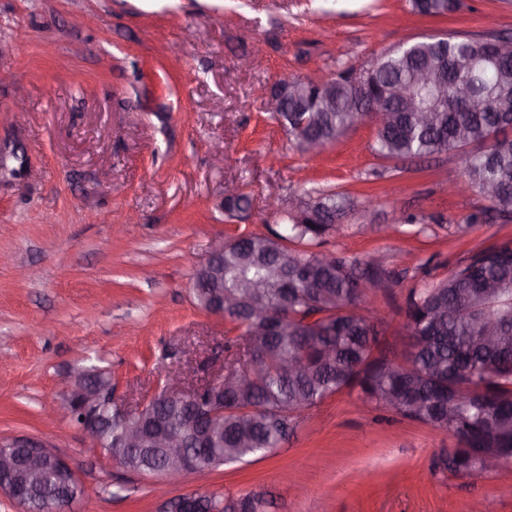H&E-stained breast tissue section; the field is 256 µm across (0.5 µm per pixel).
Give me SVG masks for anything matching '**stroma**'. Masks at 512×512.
I'll return each instance as SVG.
<instances>
[{
  "instance_id": "stroma-1",
  "label": "stroma",
  "mask_w": 512,
  "mask_h": 512,
  "mask_svg": "<svg viewBox=\"0 0 512 512\" xmlns=\"http://www.w3.org/2000/svg\"><path fill=\"white\" fill-rule=\"evenodd\" d=\"M488 31L512 36V0H459L441 17L409 0H0V443L48 441L94 512H167L194 492L191 474L128 471L73 422L46 424L42 408L76 367L110 371L131 403L171 368L188 386L221 376L237 332L196 305V269L216 240L270 233L322 192L352 206L310 251L384 254L401 278L364 312L406 350L410 291L512 241V220L459 232L482 206L448 191L464 153L384 159L365 122L313 162L254 91L360 71L422 36ZM240 193L250 209L226 211ZM406 215L416 223L400 224ZM360 397L346 388L303 412L280 448L218 467L209 490L260 495L267 512H459L486 500L512 512V467L449 477L452 433Z\"/></svg>"
}]
</instances>
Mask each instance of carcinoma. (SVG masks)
Segmentation results:
<instances>
[{
	"label": "carcinoma",
	"instance_id": "obj_1",
	"mask_svg": "<svg viewBox=\"0 0 512 512\" xmlns=\"http://www.w3.org/2000/svg\"><path fill=\"white\" fill-rule=\"evenodd\" d=\"M457 0H411L414 12L439 17L457 9ZM492 33L473 37H421L377 59L369 81L355 85L352 68L337 72L324 87H302V99L324 96L330 112H299L293 103L274 113L299 147L318 139L338 140L363 117L367 100L388 97L392 120L377 127L376 153L409 160L468 151L456 183L487 205L467 217H512V52L493 57ZM427 70L434 80L415 81ZM468 88L466 98L459 87ZM411 90L418 111H399V95ZM430 117L424 122L422 116ZM347 198L322 194L306 206L329 219L345 214ZM337 229L335 224H285L269 234L252 233L224 244V294L238 298L224 318L241 330L224 375L247 367L256 377L246 400L224 396L228 413L213 426L201 423L204 441L189 454L203 467L242 462L279 447L301 412L344 388L360 387L362 401L403 418L471 436L478 447L512 467V242L491 245L460 262L442 280L413 289L405 333L425 339L423 347L399 356L380 342L378 324L360 313L365 293L358 281L373 261L342 253L298 249ZM288 253V280L270 269ZM193 298L206 308L211 290L194 275ZM262 303L277 319L278 331L264 333L266 319L252 311ZM493 336L490 342L487 337ZM304 371L294 375L285 361ZM147 408L183 427L187 410L152 400ZM130 466L163 475L181 470L161 448L130 458ZM197 512H228L226 498L207 490L192 493Z\"/></svg>",
	"mask_w": 512,
	"mask_h": 512
}]
</instances>
